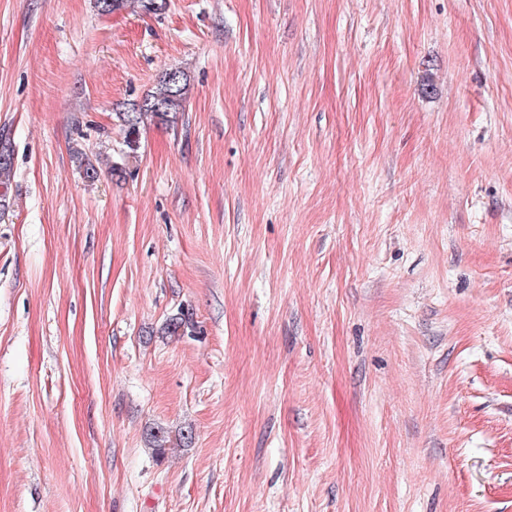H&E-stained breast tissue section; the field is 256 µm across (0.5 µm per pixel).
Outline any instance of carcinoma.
Wrapping results in <instances>:
<instances>
[{
    "label": "carcinoma",
    "instance_id": "obj_1",
    "mask_svg": "<svg viewBox=\"0 0 512 512\" xmlns=\"http://www.w3.org/2000/svg\"><path fill=\"white\" fill-rule=\"evenodd\" d=\"M178 82L170 81V72H165L158 80L155 90L148 92L137 100L122 105L117 118L124 127L125 158L136 156L139 148L140 128L144 121L150 119L156 123H169L186 102L189 87L187 75L175 71ZM74 157L84 178L93 182L98 177L96 166L80 151ZM13 172V157L10 146L0 139V186L5 188L10 182Z\"/></svg>",
    "mask_w": 512,
    "mask_h": 512
}]
</instances>
